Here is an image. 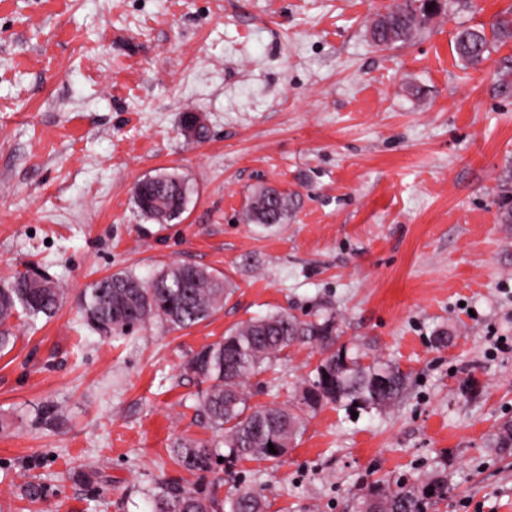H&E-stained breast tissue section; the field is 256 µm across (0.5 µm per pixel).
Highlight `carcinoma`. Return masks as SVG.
Instances as JSON below:
<instances>
[{
    "mask_svg": "<svg viewBox=\"0 0 512 512\" xmlns=\"http://www.w3.org/2000/svg\"><path fill=\"white\" fill-rule=\"evenodd\" d=\"M444 0H399L370 27L372 41L389 47L412 39L440 12ZM512 39V15H498L490 27L479 24L461 30L455 49L470 66L483 63L497 44ZM191 189L175 172H161L138 182L133 200L139 213L157 223L168 224L186 211ZM500 223L512 224V175L502 177ZM294 207V196L270 186L257 188L245 210L249 224H283ZM232 293L231 283L193 264H174L149 280L117 272L85 291L81 311L86 324L101 335H125L153 319L174 328L187 329L210 318ZM64 289L46 276L22 274L0 287V325L17 313L30 317L50 316L61 306ZM296 343L310 344L321 359L313 378L301 387L299 405L314 412L326 404L359 409H382L406 386L399 367L371 354L366 345L339 342L336 318L329 314L304 321L286 311H274L229 329L224 339L196 352L184 371L208 384L199 407L209 427L227 448L224 464L232 467L241 459L282 458L300 433L303 416L291 407H252L244 385L249 377L272 368L277 356ZM387 376L384 386L375 385L377 375ZM494 448L512 455V421L497 429ZM274 446L276 453L269 452ZM217 445L193 438H178L172 457L184 469L205 477L217 459ZM448 491V479L432 474L420 484L396 487L376 485L362 498L359 512H424L426 500ZM229 512H263L261 494L239 486L227 498ZM152 512H214V502L201 487L184 489L163 483L152 501Z\"/></svg>",
    "mask_w": 512,
    "mask_h": 512,
    "instance_id": "cac0c4a2",
    "label": "carcinoma"
}]
</instances>
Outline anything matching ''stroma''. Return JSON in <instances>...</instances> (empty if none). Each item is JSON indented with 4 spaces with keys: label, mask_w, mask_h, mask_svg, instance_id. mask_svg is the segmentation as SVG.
<instances>
[{
    "label": "stroma",
    "mask_w": 512,
    "mask_h": 512,
    "mask_svg": "<svg viewBox=\"0 0 512 512\" xmlns=\"http://www.w3.org/2000/svg\"><path fill=\"white\" fill-rule=\"evenodd\" d=\"M394 2L0 0V284L37 270L66 290L53 317H14L0 352V512H150L161 481L195 486L170 445L213 433L182 365L276 310L333 314L406 389L309 414L279 461L215 464L216 503L242 482L266 512H355L373 485L440 472L427 512H512V457L492 447L512 420V40L475 67L455 50L512 0H447L383 50L368 28ZM187 112L206 139L182 136ZM164 170L193 193L157 224L132 189ZM262 185L296 194L286 223L245 222ZM173 263L236 290L187 329L105 338L80 321L97 281ZM319 360L286 348L248 380L250 405H291ZM27 476L40 499L21 497Z\"/></svg>",
    "instance_id": "obj_1"
}]
</instances>
